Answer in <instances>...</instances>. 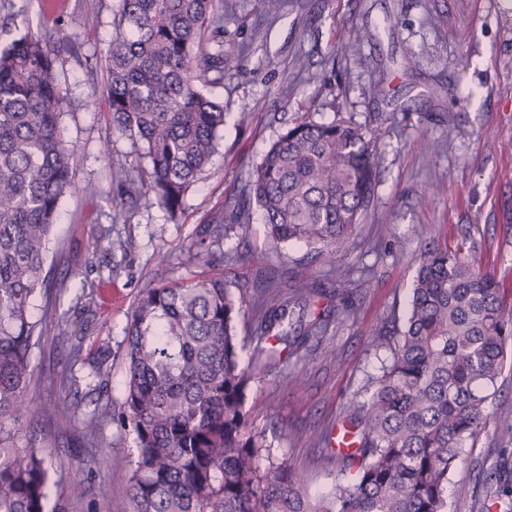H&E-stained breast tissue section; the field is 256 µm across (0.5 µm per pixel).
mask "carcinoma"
Wrapping results in <instances>:
<instances>
[{
	"label": "carcinoma",
	"instance_id": "cac0c4a2",
	"mask_svg": "<svg viewBox=\"0 0 512 512\" xmlns=\"http://www.w3.org/2000/svg\"><path fill=\"white\" fill-rule=\"evenodd\" d=\"M106 51L111 136L146 159L120 169V188L155 200L170 218L215 153L224 103L197 90L224 81V16L218 0H118ZM59 55L45 38L22 36L0 48V512H68L49 504L45 457L17 444V426L32 411L29 362L46 333L82 358L83 328L53 320L45 303L31 309L49 282L46 270L62 201L77 190L75 154L60 119ZM375 144L346 120L302 121L274 141L245 185L248 202L214 216L202 235L222 250L230 233L249 228L253 208L278 252L301 243L335 255L366 211L376 182ZM299 287L270 306L251 339L252 358L275 360L267 346L288 342L293 317L322 293L298 274ZM243 314L224 275L173 283L165 266L133 308L123 341L126 388L122 420L133 432L130 512H450L448 485L463 442L485 428L512 345V309L495 272L462 247H424L406 319L396 335H379L387 351L374 390L351 422L355 447L340 452L345 483L312 495L305 476L274 458L265 434L245 411L252 379L241 363L237 322ZM335 314L309 321L305 336H323ZM110 408L82 422L87 448L100 446ZM491 494L512 512V462L502 459Z\"/></svg>",
	"mask_w": 512,
	"mask_h": 512
}]
</instances>
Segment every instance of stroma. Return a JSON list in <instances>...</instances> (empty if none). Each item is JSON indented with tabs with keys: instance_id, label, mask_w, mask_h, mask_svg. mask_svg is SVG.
I'll use <instances>...</instances> for the list:
<instances>
[{
	"instance_id": "35a3bbf8",
	"label": "stroma",
	"mask_w": 512,
	"mask_h": 512,
	"mask_svg": "<svg viewBox=\"0 0 512 512\" xmlns=\"http://www.w3.org/2000/svg\"><path fill=\"white\" fill-rule=\"evenodd\" d=\"M512 0H221L224 83L202 91L224 102L223 136L210 164L170 220L147 198L116 204L115 172L144 160L130 141L108 139L105 56L117 0H0V47L24 34L46 38L60 52L56 78L68 106L63 137L76 153L81 190L63 205L47 265L68 290L58 316L82 324V364L69 365L45 336L31 354L39 406L19 426L20 446L35 445L48 461L51 495L70 512H127L129 474L99 464V454L125 455L133 434L119 415L126 371L120 344L133 307L155 285L158 264L177 282L224 275L245 310L238 337L250 343L261 308L294 284L298 268L328 280L332 265L352 271L349 297L326 337H308L287 366L259 368L247 390L249 424L264 431L274 457L303 473L310 489L342 483L338 464H325L327 437L341 430L373 390L384 353L380 332L401 326L424 246L466 243L476 263L512 289ZM359 32L366 66L339 49ZM382 83L381 96L368 92ZM345 118L376 136V186L366 214L335 256L289 246L265 247V227L225 239L242 255L236 265L189 260L199 230L241 196L250 171L295 122ZM93 184L94 192L82 187ZM134 238L126 252L98 237ZM265 274L269 289L254 286ZM95 284L85 309L76 296ZM111 349L103 379L95 371ZM72 374L76 383L62 388ZM487 402L489 420L463 442L451 476L454 512H480L503 450L499 417L512 416V371ZM113 416L101 427L100 452L84 448L81 423L95 404ZM54 406V415L42 405Z\"/></svg>"
}]
</instances>
